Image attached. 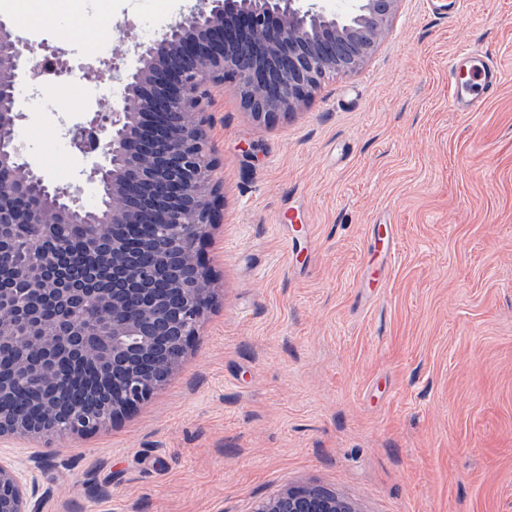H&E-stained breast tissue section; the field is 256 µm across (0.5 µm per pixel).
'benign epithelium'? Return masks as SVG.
Instances as JSON below:
<instances>
[{
	"instance_id": "obj_1",
	"label": "benign epithelium",
	"mask_w": 512,
	"mask_h": 512,
	"mask_svg": "<svg viewBox=\"0 0 512 512\" xmlns=\"http://www.w3.org/2000/svg\"><path fill=\"white\" fill-rule=\"evenodd\" d=\"M401 0H198L147 43L127 50L136 63L106 71L118 94L71 145L91 157L87 181L107 200L103 215L76 225L86 251L112 265V287L76 285L56 267L67 238L59 228L87 212L80 192L61 191L20 161L14 130L15 89L38 75L46 57L0 21V267L11 265L18 225L41 230L38 254L14 268L26 288H0V357L13 372L0 393L26 397L42 419L0 411V437L53 447L57 439L109 429L160 390L186 357L197 326L213 304L201 261L210 229L221 221L224 192L208 144V108L215 89L231 82L245 111L271 125L296 113L330 77L359 68L386 38ZM155 224L141 240L128 228ZM112 238V254L103 238ZM70 310L48 323L45 308ZM62 357L91 361L112 374V399L78 403L59 389ZM35 491L14 463L0 458V512H36ZM252 512H359L354 501L318 487H287Z\"/></svg>"
}]
</instances>
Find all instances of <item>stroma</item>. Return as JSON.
<instances>
[{
	"label": "stroma",
	"instance_id": "obj_1",
	"mask_svg": "<svg viewBox=\"0 0 512 512\" xmlns=\"http://www.w3.org/2000/svg\"><path fill=\"white\" fill-rule=\"evenodd\" d=\"M185 0H94L20 36L61 65L24 79L16 141L96 206L68 127L91 120L99 71ZM503 79L474 112L448 67L463 48ZM208 140L224 211L203 246L215 288L181 366L112 429L46 458L0 437L40 512H251L317 485L360 512H512V0H402L359 70L267 126L233 84ZM398 251L368 252L378 225Z\"/></svg>",
	"mask_w": 512,
	"mask_h": 512
}]
</instances>
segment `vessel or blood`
I'll use <instances>...</instances> for the list:
<instances>
[{
	"instance_id": "b4317fda",
	"label": "vessel or blood",
	"mask_w": 512,
	"mask_h": 512,
	"mask_svg": "<svg viewBox=\"0 0 512 512\" xmlns=\"http://www.w3.org/2000/svg\"><path fill=\"white\" fill-rule=\"evenodd\" d=\"M467 70L475 75V82L459 85L458 70ZM501 75L487 61L473 52L457 55L452 68L448 70V86L458 107L465 112H472L485 100L493 98L499 89Z\"/></svg>"
}]
</instances>
